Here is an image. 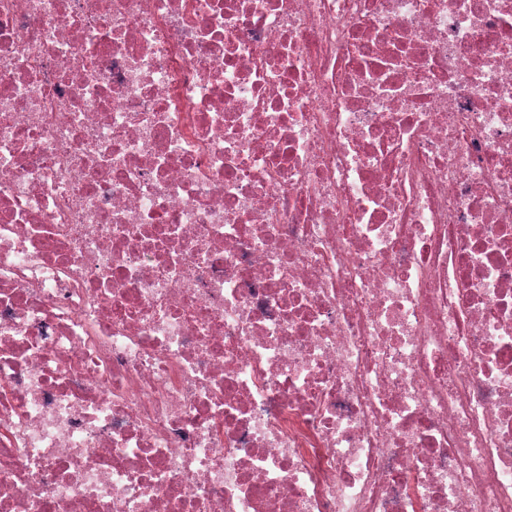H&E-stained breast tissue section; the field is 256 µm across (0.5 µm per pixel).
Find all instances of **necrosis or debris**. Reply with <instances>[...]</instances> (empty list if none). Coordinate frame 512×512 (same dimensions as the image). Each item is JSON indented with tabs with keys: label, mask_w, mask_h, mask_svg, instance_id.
<instances>
[{
	"label": "necrosis or debris",
	"mask_w": 512,
	"mask_h": 512,
	"mask_svg": "<svg viewBox=\"0 0 512 512\" xmlns=\"http://www.w3.org/2000/svg\"><path fill=\"white\" fill-rule=\"evenodd\" d=\"M0 512H512V0H0Z\"/></svg>",
	"instance_id": "obj_1"
}]
</instances>
